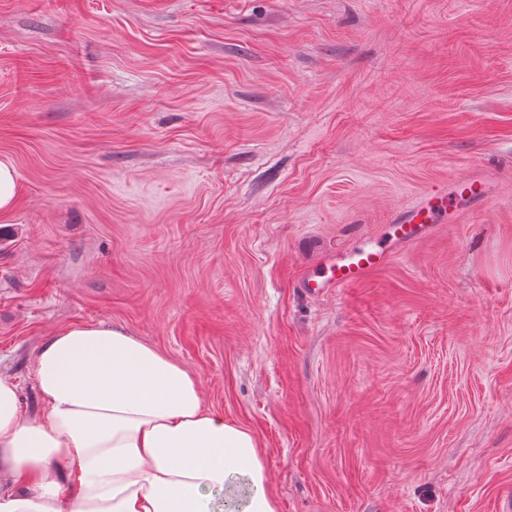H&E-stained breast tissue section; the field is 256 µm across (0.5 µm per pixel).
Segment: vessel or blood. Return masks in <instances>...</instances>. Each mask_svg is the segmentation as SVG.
<instances>
[{
  "mask_svg": "<svg viewBox=\"0 0 512 512\" xmlns=\"http://www.w3.org/2000/svg\"><path fill=\"white\" fill-rule=\"evenodd\" d=\"M487 194L486 182L476 175L451 189L426 193L413 206L398 212L383 235L326 253L317 263L325 273L324 279L309 274L300 280L299 286L308 295L326 288L353 287L384 267L395 253L420 241L445 214L459 216L469 212Z\"/></svg>",
  "mask_w": 512,
  "mask_h": 512,
  "instance_id": "obj_1",
  "label": "vessel or blood"
}]
</instances>
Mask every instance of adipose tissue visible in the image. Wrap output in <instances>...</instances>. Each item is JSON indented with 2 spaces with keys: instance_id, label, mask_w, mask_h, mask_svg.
<instances>
[{
  "instance_id": "ef3b65f1",
  "label": "adipose tissue",
  "mask_w": 512,
  "mask_h": 512,
  "mask_svg": "<svg viewBox=\"0 0 512 512\" xmlns=\"http://www.w3.org/2000/svg\"><path fill=\"white\" fill-rule=\"evenodd\" d=\"M35 382L29 418L0 375V512H278L255 436L121 328L58 331Z\"/></svg>"
}]
</instances>
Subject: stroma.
Wrapping results in <instances>:
<instances>
[{
  "label": "stroma",
  "instance_id": "stroma-1",
  "mask_svg": "<svg viewBox=\"0 0 512 512\" xmlns=\"http://www.w3.org/2000/svg\"><path fill=\"white\" fill-rule=\"evenodd\" d=\"M0 373L118 326L256 437L279 512L512 500V0H0ZM488 201L319 297L431 189ZM17 201L18 187L14 167L8 161H0V215L11 213Z\"/></svg>",
  "mask_w": 512,
  "mask_h": 512
}]
</instances>
